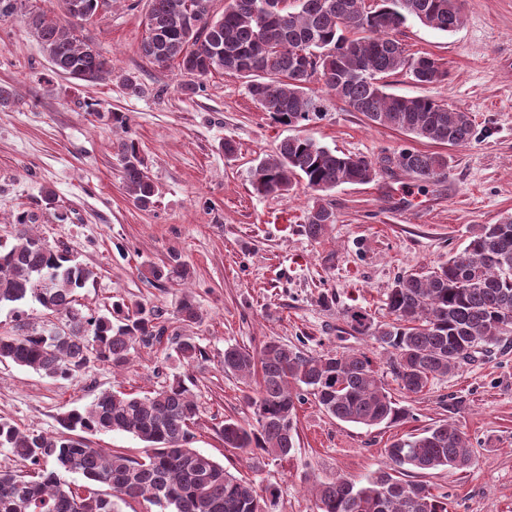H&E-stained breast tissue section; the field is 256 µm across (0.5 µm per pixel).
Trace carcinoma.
<instances>
[{"label":"carcinoma","mask_w":512,"mask_h":512,"mask_svg":"<svg viewBox=\"0 0 512 512\" xmlns=\"http://www.w3.org/2000/svg\"><path fill=\"white\" fill-rule=\"evenodd\" d=\"M107 0H62L85 20ZM224 0V11L208 20L213 0H149L141 56L163 72L177 64L179 90L195 95L201 80L217 71L245 80L248 94L277 123L298 124L321 115L313 103L333 95L372 125L443 146H467L474 125L467 112L430 96L386 92V78L406 74L422 86L448 79V69L432 55L407 54L396 32L409 20L441 32L463 23L459 0ZM23 12L55 72L93 81L112 75V64L78 38L72 20L0 0V16ZM131 96L145 88L134 73L119 75ZM319 88H314V85ZM123 181L133 202L147 210L157 189L138 144H114ZM396 167L418 182L448 174V155L403 148L378 160L339 153L301 137L283 139L255 167L251 188L261 197L284 196L301 183L313 192L304 234L322 239L336 223L323 202L341 184H368ZM33 218L15 217V243L0 248V306L39 303L63 319L64 329L18 325L0 333V364L30 369L43 377L69 380L91 362L115 369L128 365L140 344L162 342L166 327L153 309L119 298L103 312L76 307L78 292L94 277L30 233ZM149 282L179 283L187 266L173 256L164 266L141 272ZM390 320L377 323L367 311L348 308L349 329L387 353V364L403 390L417 394L434 379L512 334V215L482 224L468 243L426 271H406L389 289ZM177 320L201 321L193 298L180 301ZM176 358L191 367L205 357L191 336L172 342ZM224 372L239 379L253 422L224 420V447L245 455L252 467L266 457L288 458L296 445V406L311 395L342 421L373 427L406 417L384 388L365 352L327 351L308 355L296 346L269 339L257 350L224 348ZM199 405L184 379L176 377L143 396L108 391L90 403L60 412L52 432L25 430L0 418V450L22 465L0 467V512H119L118 502L142 499L157 512H275L274 488L236 476L211 456L191 447V425ZM124 432L145 443L144 455L122 450L105 454L87 436ZM385 461L362 481L335 479L313 486L314 512H448V495L434 493L420 476L436 470L465 471L475 465L465 433L444 421L399 438L384 449ZM80 476V480L68 476ZM108 490L102 491L100 487Z\"/></svg>","instance_id":"obj_1"}]
</instances>
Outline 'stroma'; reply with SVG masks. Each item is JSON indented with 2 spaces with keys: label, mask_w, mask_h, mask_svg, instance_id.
<instances>
[{
  "label": "stroma",
  "mask_w": 512,
  "mask_h": 512,
  "mask_svg": "<svg viewBox=\"0 0 512 512\" xmlns=\"http://www.w3.org/2000/svg\"><path fill=\"white\" fill-rule=\"evenodd\" d=\"M147 11V0H111L80 28V37L112 62L111 76L96 81L55 74L21 16L0 18V84L17 98L0 106V241L12 243L18 213L36 215V234L95 272L79 293V309L101 311L119 296L142 303L161 312L168 335L195 337L207 356L187 369L168 357L166 344H154L138 348L124 369L94 362L64 381L0 365V418L51 432L63 407L112 389L144 395L181 377L200 406L193 447L245 476L244 457L225 449L220 435L225 420L251 417L242 384L224 372L225 347L255 348L274 338L308 354L363 351L406 417L353 425L306 398L297 409L292 457L265 460L258 475L277 492L276 512H312L313 482L362 480L394 440L442 421L466 433L476 466L430 472L426 483L447 492L449 512H512V335L409 394L388 370L386 354L368 337L348 334L341 318L344 308L357 306L384 320L399 274L436 266L467 244L476 225L512 215V0H463L465 21L452 33L412 20L401 28L407 52L441 59L448 78L428 87L397 74L388 79L389 92L431 96L469 113L475 137L448 148L447 176L427 186L395 168L368 184L337 186L325 198L336 222L318 241L301 230L307 189L284 197L251 192L255 165L281 140L299 135L373 159L405 147L426 150L429 142L371 125L333 98L320 118L275 123L241 79L221 72L185 96L178 67L158 72L140 54ZM127 71L146 86L143 96L122 87L119 76ZM116 112L129 116L128 129L113 123ZM124 134L137 142L157 187L146 210L123 188L112 144ZM228 138L237 145L231 157L224 154ZM174 256L188 268L184 285L143 279V266ZM186 294L203 313L199 324L175 319Z\"/></svg>",
  "instance_id": "35a3bbf8"
}]
</instances>
